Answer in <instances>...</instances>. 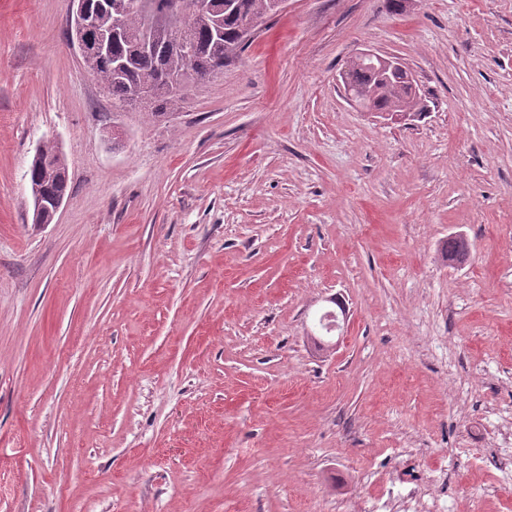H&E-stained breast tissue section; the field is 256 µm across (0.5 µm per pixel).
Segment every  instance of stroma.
Returning a JSON list of instances; mask_svg holds the SVG:
<instances>
[{
  "mask_svg": "<svg viewBox=\"0 0 512 512\" xmlns=\"http://www.w3.org/2000/svg\"><path fill=\"white\" fill-rule=\"evenodd\" d=\"M70 20L0 0V512H512V0H286L159 118ZM366 49L421 115L347 101ZM44 145V148H43ZM43 148V151H42ZM38 162H34L40 157ZM29 170L28 179L30 183L31 193L36 186L50 197H58L53 201L52 209H45L49 205L40 194H32V207H33V221L39 223V216L41 215V224H48L54 218L55 213L58 212L62 206L67 190H68V172L67 166L58 145L53 141H46L39 144L35 151ZM45 209V210H44ZM44 210V211H43Z\"/></svg>",
  "mask_w": 512,
  "mask_h": 512,
  "instance_id": "obj_1",
  "label": "stroma"
}]
</instances>
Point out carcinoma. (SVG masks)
<instances>
[{
	"mask_svg": "<svg viewBox=\"0 0 512 512\" xmlns=\"http://www.w3.org/2000/svg\"><path fill=\"white\" fill-rule=\"evenodd\" d=\"M100 33L112 32L113 19L122 20L121 32L109 38L106 49L94 57L95 79L112 95L117 107L140 104L162 115L178 100L187 85L211 75L217 64L237 57L246 42L239 34L247 19L259 28L280 10L276 0H207V7L194 14L190 53L180 46V32L172 28L158 33L148 27L143 11L133 0H88ZM345 84L365 101L367 108L388 115H407L420 108V98L405 71L381 72L372 61H352ZM30 187L50 197L63 198L68 190L67 166L58 145L44 144L39 161L28 170ZM470 244L461 236L448 238L450 261H462Z\"/></svg>",
	"mask_w": 512,
	"mask_h": 512,
	"instance_id": "obj_1",
	"label": "carcinoma"
}]
</instances>
